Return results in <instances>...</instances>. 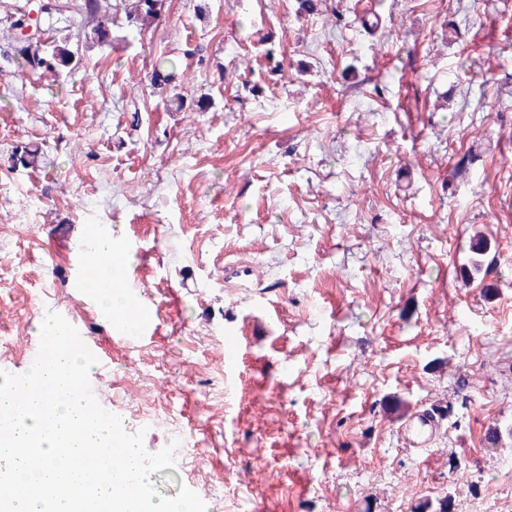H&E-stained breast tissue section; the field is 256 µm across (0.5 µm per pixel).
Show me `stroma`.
Masks as SVG:
<instances>
[{
	"label": "stroma",
	"instance_id": "35a3bbf8",
	"mask_svg": "<svg viewBox=\"0 0 512 512\" xmlns=\"http://www.w3.org/2000/svg\"><path fill=\"white\" fill-rule=\"evenodd\" d=\"M375 2L369 28L366 0H164L151 21L134 0L94 20L0 0V371H28L47 312L75 318L100 405L150 453L176 447L159 495L512 512V0ZM24 18L73 64L19 71ZM21 144L37 165L10 168ZM86 224L158 310L142 342L73 285ZM432 404L446 427L408 447L404 415Z\"/></svg>",
	"mask_w": 512,
	"mask_h": 512
}]
</instances>
